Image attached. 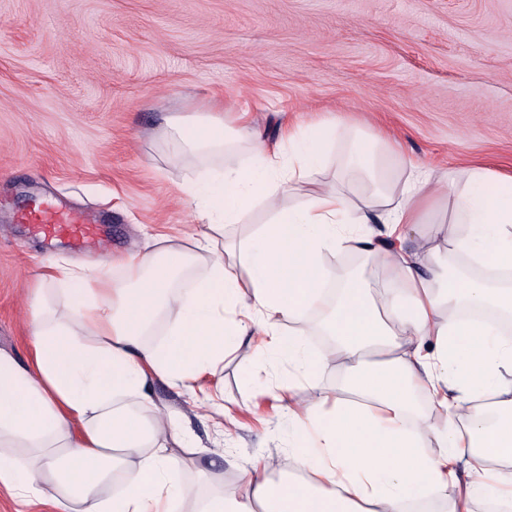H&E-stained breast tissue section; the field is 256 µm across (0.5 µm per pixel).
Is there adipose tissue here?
Wrapping results in <instances>:
<instances>
[{
    "instance_id": "adipose-tissue-1",
    "label": "adipose tissue",
    "mask_w": 512,
    "mask_h": 512,
    "mask_svg": "<svg viewBox=\"0 0 512 512\" xmlns=\"http://www.w3.org/2000/svg\"><path fill=\"white\" fill-rule=\"evenodd\" d=\"M158 135L214 170L179 183L187 226L119 259L122 281L63 258L40 273L31 363L0 350V493L51 512H173L187 494L185 432L150 387L160 380L196 392L250 342L303 376L288 388L295 444L283 467L292 476L275 482L251 467L244 494L196 496L191 512H408L430 499L472 512L486 496L512 507V337L443 310L462 302L512 320V175L482 166L458 178L414 165L398 173L397 142L358 135L335 183L323 177L335 119L268 141L246 123L226 129L224 105L212 99L167 113ZM238 142L249 143L250 164L223 167ZM291 191L301 203L283 207ZM440 203L447 251L429 240L405 249ZM258 206L267 222L246 241L226 240V227ZM342 250L373 255L397 288L378 300L350 275L329 304L324 259ZM202 263L206 278L183 287L184 273ZM59 285L68 299L58 309ZM312 309L333 338L327 356L342 362L343 393L315 382V357L283 328ZM160 322L165 339L156 343ZM420 390L446 412L434 454L411 429L423 421L412 408ZM485 396L495 405L482 404ZM459 459L468 464L462 485Z\"/></svg>"
}]
</instances>
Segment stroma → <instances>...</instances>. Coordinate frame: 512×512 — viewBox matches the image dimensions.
Instances as JSON below:
<instances>
[{"mask_svg": "<svg viewBox=\"0 0 512 512\" xmlns=\"http://www.w3.org/2000/svg\"><path fill=\"white\" fill-rule=\"evenodd\" d=\"M209 98L267 140L335 117L333 170L351 130L374 127L402 140L403 163L512 173V0H0L1 350L29 362L44 264L108 266L183 225L176 185L203 165L177 161L157 131ZM57 201L109 214L108 256L21 223ZM293 373L246 345L227 356L205 385L224 393V429L179 388L151 393L182 413L210 487L239 490L255 464L284 477L293 434L274 407Z\"/></svg>", "mask_w": 512, "mask_h": 512, "instance_id": "1", "label": "stroma"}]
</instances>
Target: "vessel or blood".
<instances>
[{
    "mask_svg": "<svg viewBox=\"0 0 512 512\" xmlns=\"http://www.w3.org/2000/svg\"><path fill=\"white\" fill-rule=\"evenodd\" d=\"M23 222L31 224L42 235L67 238L74 247L99 244L98 219L85 212H73L61 207H41L24 214Z\"/></svg>",
    "mask_w": 512,
    "mask_h": 512,
    "instance_id": "vessel-or-blood-1",
    "label": "vessel or blood"
}]
</instances>
